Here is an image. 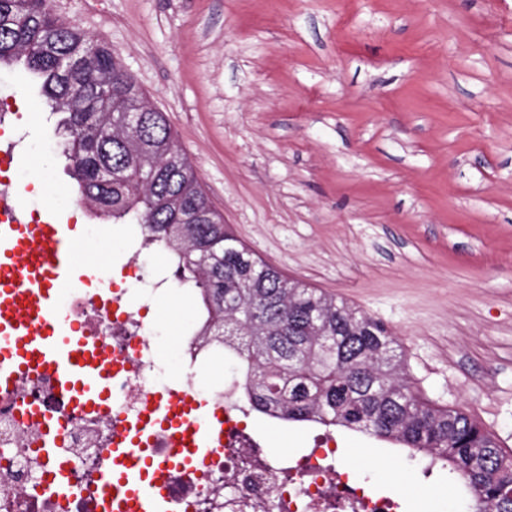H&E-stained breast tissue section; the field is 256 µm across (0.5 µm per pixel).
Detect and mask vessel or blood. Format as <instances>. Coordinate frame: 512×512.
<instances>
[{
    "mask_svg": "<svg viewBox=\"0 0 512 512\" xmlns=\"http://www.w3.org/2000/svg\"><path fill=\"white\" fill-rule=\"evenodd\" d=\"M0 398H11L20 381L49 371L61 395L80 412L104 411L111 399L112 362L100 342L74 324L55 320L62 289L80 288L92 279L78 274L76 227L58 223L43 210L40 223L30 222L26 202L0 194ZM199 407L172 395H156L131 421L110 449L101 474L99 512H166V475L191 466L195 457L224 441L220 419L198 418ZM171 430L179 447L166 458L149 448L156 427ZM57 460L49 484L55 493L72 490L68 465Z\"/></svg>",
    "mask_w": 512,
    "mask_h": 512,
    "instance_id": "vessel-or-blood-1",
    "label": "vessel or blood"
}]
</instances>
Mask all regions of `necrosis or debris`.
Instances as JSON below:
<instances>
[{
	"mask_svg": "<svg viewBox=\"0 0 512 512\" xmlns=\"http://www.w3.org/2000/svg\"><path fill=\"white\" fill-rule=\"evenodd\" d=\"M170 284L163 264L147 273L143 287L116 282L101 300L88 298L81 288L64 292L61 319L86 327L124 368L112 375V407L105 414L73 411L46 372L25 378L16 399H0V512H94L98 477L113 441L125 422L166 390L206 402L224 415L223 447L195 469L171 471V512H400L398 499L358 483L338 465L332 428H324L311 448L299 453L272 455L260 449L247 424L242 371L207 385L200 380L202 371L223 362L224 341L202 343L199 316L190 317L179 338L178 358L168 363L149 310L167 298ZM28 405L49 418L69 465L73 495L60 497L45 486L54 461L40 451L41 429L24 418Z\"/></svg>",
	"mask_w": 512,
	"mask_h": 512,
	"instance_id": "4bbe7bcc",
	"label": "necrosis or debris"
}]
</instances>
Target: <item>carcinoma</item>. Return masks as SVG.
Here are the masks:
<instances>
[{"label": "carcinoma", "mask_w": 512, "mask_h": 512, "mask_svg": "<svg viewBox=\"0 0 512 512\" xmlns=\"http://www.w3.org/2000/svg\"><path fill=\"white\" fill-rule=\"evenodd\" d=\"M19 70L59 116L81 198L139 224L199 293L202 336L233 341L254 411L358 430L429 458L463 487L469 512H512V455L470 415L423 403L393 332L349 303L262 261L224 224L165 115L112 54L60 22L51 0H0V68Z\"/></svg>", "instance_id": "carcinoma-1"}]
</instances>
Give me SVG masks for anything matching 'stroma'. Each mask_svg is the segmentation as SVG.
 <instances>
[{"label":"stroma","mask_w":512,"mask_h":512,"mask_svg":"<svg viewBox=\"0 0 512 512\" xmlns=\"http://www.w3.org/2000/svg\"><path fill=\"white\" fill-rule=\"evenodd\" d=\"M163 112L225 224L263 261L391 327L432 407L512 454V0H52ZM0 116L20 184L90 209L56 119ZM299 451L314 424L250 415ZM339 461L405 512H461L447 470L340 429Z\"/></svg>","instance_id":"1"}]
</instances>
